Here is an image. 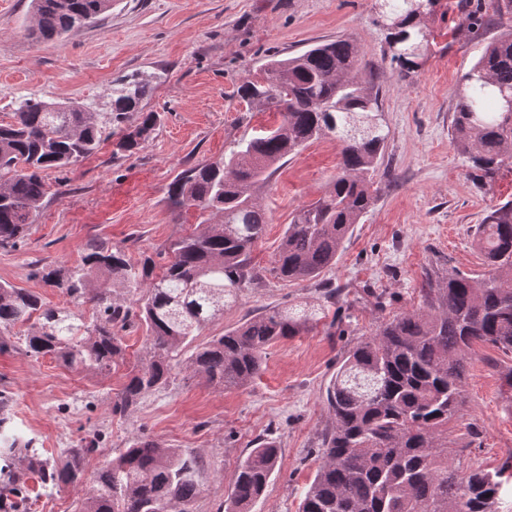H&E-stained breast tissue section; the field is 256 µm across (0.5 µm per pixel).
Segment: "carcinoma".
<instances>
[{
    "instance_id": "cac0c4a2",
    "label": "carcinoma",
    "mask_w": 512,
    "mask_h": 512,
    "mask_svg": "<svg viewBox=\"0 0 512 512\" xmlns=\"http://www.w3.org/2000/svg\"><path fill=\"white\" fill-rule=\"evenodd\" d=\"M437 0H385L383 57L406 74L419 67L429 44L425 15ZM112 0H32L29 31L38 40L61 37L94 22ZM264 78H247L237 96L251 112L275 111L281 123L234 141L222 164H198L169 186V200L193 209L200 231L166 250L162 273L147 256L134 263L122 246H93L80 262L42 273L70 302L94 304L87 322L61 318L42 297L0 282V334L31 321L44 323L24 336L25 353L49 356L86 372L108 369L123 356L117 329L136 315L149 332L142 364L132 372L116 408L168 384L171 360L199 331L224 314L226 304L254 284L251 253L268 217L258 190L274 167L312 142L332 136L340 162L330 188L298 210L287 225L272 271L288 281L311 280L336 264L353 226L372 207L388 131L373 74L360 51L338 38L288 58L267 59ZM150 89L144 78L127 82L112 99L110 120L124 125L115 154L134 153L159 115L139 111ZM512 32L490 42L462 76L451 126L463 165L491 180L512 160ZM112 137L104 116L79 102L29 98L0 123V248L25 237L50 186L46 173L95 154ZM487 271L476 278L451 272L428 284L426 307L395 316L343 357L326 389L331 428L300 512H498L504 471L464 473L448 460V420L461 409L465 362L472 346L488 343L512 352V201L492 208L475 230ZM307 314L269 307L195 350L188 368L214 386L241 388L260 373L266 351L308 330ZM9 398L0 392V458L6 462L3 495L12 512L28 508L30 477L53 486L82 484L92 451L79 444L55 461L9 433ZM22 467L12 469L13 459ZM276 441L263 439L239 462L226 512H249L280 468ZM198 458L147 438H134L99 470L81 512H189L200 493Z\"/></svg>"
}]
</instances>
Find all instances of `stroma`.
<instances>
[{"mask_svg":"<svg viewBox=\"0 0 512 512\" xmlns=\"http://www.w3.org/2000/svg\"><path fill=\"white\" fill-rule=\"evenodd\" d=\"M31 0H0V122L19 99L76 101L111 109L114 90L135 75L152 79L140 106L160 121L143 148L117 155L106 142L91 157L49 171L50 190L29 234L0 249V281L38 293L68 314L41 267L67 270L89 247L124 246L132 261L157 256L192 233L195 212L175 209L168 190L176 175L218 162L231 143L277 125L275 112H252L236 94L240 80L268 56H291L344 37L375 72L389 129L370 211L354 225L336 263L311 281L271 272L293 214L327 189L340 160L335 138L285 158L258 192L269 223L251 255L262 280L225 307L197 336L203 344L269 307L302 305L318 312L308 331L271 347L248 386L224 390L174 362L164 387L128 411L116 404L128 374L146 354L145 325L122 331L124 354L110 371L78 372L23 350V327L0 347V390L12 399L13 423L54 459L81 439L96 438L85 461L88 479L144 437L202 459L200 494L191 512H225L235 468L258 438L281 448V468L251 512H298L320 464L317 448L331 422L325 389L348 349L393 317L424 307L428 279L451 271L484 272L472 231L495 205L512 201V163L479 184L455 149L451 122L461 76L486 44L512 31V13L467 28L461 0H439L425 18L430 42L421 66L400 75L384 61L378 0H112L101 19L58 39L28 34ZM337 288L325 301L323 285ZM512 353L474 344L463 379L464 404L448 422V454L460 470L512 463V388L504 376ZM30 481V512H78L89 486Z\"/></svg>","mask_w":512,"mask_h":512,"instance_id":"stroma-1","label":"stroma"}]
</instances>
